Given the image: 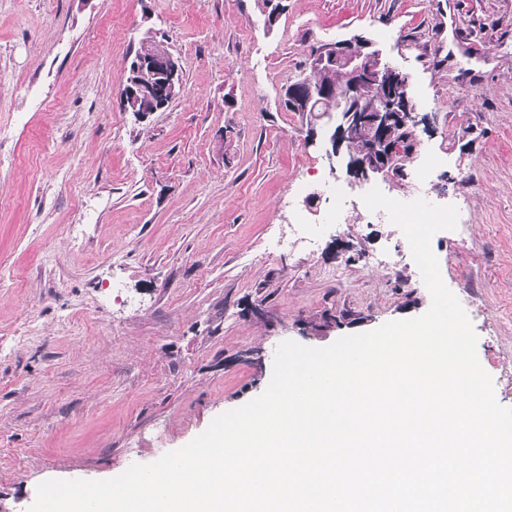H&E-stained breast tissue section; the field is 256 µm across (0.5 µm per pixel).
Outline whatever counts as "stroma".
I'll list each match as a JSON object with an SVG mask.
<instances>
[{
  "instance_id": "1",
  "label": "stroma",
  "mask_w": 512,
  "mask_h": 512,
  "mask_svg": "<svg viewBox=\"0 0 512 512\" xmlns=\"http://www.w3.org/2000/svg\"><path fill=\"white\" fill-rule=\"evenodd\" d=\"M286 3L268 29L257 0H0V512L187 445L266 390L283 341L427 311L402 230L331 201L370 183L330 173L280 102L315 47L357 34L426 117L385 192L456 198L431 250L512 408V0ZM148 36L183 92L140 116L121 93Z\"/></svg>"
}]
</instances>
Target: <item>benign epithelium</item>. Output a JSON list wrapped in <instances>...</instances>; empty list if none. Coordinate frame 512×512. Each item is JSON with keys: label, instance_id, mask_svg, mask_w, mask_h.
<instances>
[{"label": "benign epithelium", "instance_id": "7a95c632", "mask_svg": "<svg viewBox=\"0 0 512 512\" xmlns=\"http://www.w3.org/2000/svg\"><path fill=\"white\" fill-rule=\"evenodd\" d=\"M142 65L149 66L158 76V82L147 86L126 84L122 92L124 105L135 113L143 99L155 100L160 107H166L167 95L175 94V81L181 70L178 58L170 52L155 55L146 62L137 60L134 69ZM335 66L347 70L351 77L343 91L344 114L336 116L328 112L315 117V120L324 122L327 131L329 148L326 155L331 173H336L335 162L340 158L345 162L346 171L354 173V177L361 181L389 180L393 178L392 165L397 150V144L388 137L389 128L396 125L413 132L423 121L410 95V75L387 61L376 42L363 35L324 43L308 59V67L316 71ZM372 85L380 86L384 93L370 106L364 107L359 99L361 87ZM327 94V88L308 77L285 87L281 102L284 106L307 112L311 102ZM354 127L370 131V152L362 160L353 158L345 147L350 129Z\"/></svg>", "mask_w": 512, "mask_h": 512}]
</instances>
